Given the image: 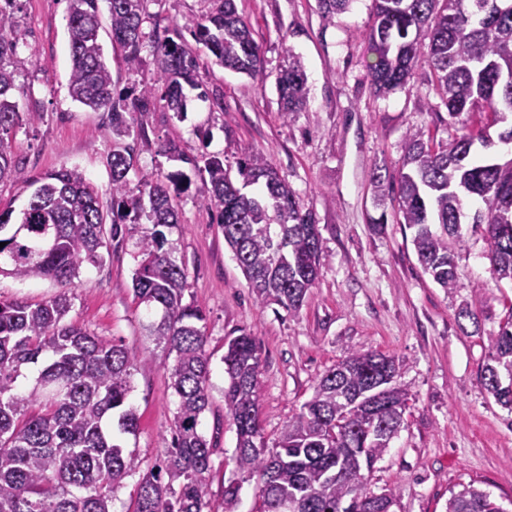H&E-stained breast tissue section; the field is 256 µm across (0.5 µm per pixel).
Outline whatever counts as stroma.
<instances>
[{"mask_svg":"<svg viewBox=\"0 0 512 512\" xmlns=\"http://www.w3.org/2000/svg\"><path fill=\"white\" fill-rule=\"evenodd\" d=\"M372 0L325 16L318 0H236L252 25L263 56L257 78L236 74L204 57L191 35L183 41L200 54L199 89H186L188 112L176 118L164 101L147 115L148 145L135 154L141 171L167 174L177 162L156 151L175 140L189 153H220L228 166L261 151L311 210L327 261L301 310L256 304L219 225L197 203L202 185L191 174L178 200L179 224L168 239L188 271L187 300L200 304L211 355L213 389L200 430L216 442L208 481L212 503L223 483L241 486L239 512H257L255 479L236 467V430L224 416V341L250 331L261 346V420L267 442L311 397L318 379L355 352L375 351L400 361L401 384L409 392L404 424L389 451L366 475L373 493L394 488L392 512H446L451 493L471 484L512 512V428L507 410L488 398L480 371L487 338L512 313V285L493 280L482 230L462 227L455 253L458 286L446 291L417 260L411 233L388 223L368 224L373 212L370 174L374 164L396 174L407 131L423 128L448 138V112L431 85L417 82L386 97L370 90L366 65L373 59L364 35ZM66 0H17L18 49L12 59L14 100L20 121L10 150L29 175L79 168L98 189L104 216L112 214V138L106 113L73 102L68 93L71 58ZM99 41L118 90L151 85L159 64L142 51L135 71L112 43L107 4L99 6ZM299 56L309 88L305 111L283 119L275 81L289 55ZM37 120H30V113ZM137 233L112 243L98 265H85L71 288L69 319L124 345L136 357L130 403L139 417L137 434L122 438L141 461L116 494L114 512H133L144 471L163 464L171 443L178 398L170 369L174 358L145 329L150 317L132 291ZM483 285L482 298L473 288ZM58 291L49 280L0 277V301L39 303ZM475 305L481 326L463 332L462 304Z\"/></svg>","mask_w":512,"mask_h":512,"instance_id":"obj_1","label":"stroma"}]
</instances>
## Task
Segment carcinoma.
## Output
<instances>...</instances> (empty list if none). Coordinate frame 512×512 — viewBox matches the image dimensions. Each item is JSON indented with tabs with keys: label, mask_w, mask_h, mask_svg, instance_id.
<instances>
[{
	"label": "carcinoma",
	"mask_w": 512,
	"mask_h": 512,
	"mask_svg": "<svg viewBox=\"0 0 512 512\" xmlns=\"http://www.w3.org/2000/svg\"><path fill=\"white\" fill-rule=\"evenodd\" d=\"M71 99L107 113L112 132L110 159L112 223L105 229L99 191L78 168L41 177L26 174L10 156L4 135L19 122L12 101L10 69L17 41L4 37L15 26L14 0L0 3V182L22 180L34 190L10 224L0 213V276L17 280L73 282L81 268L103 259L101 249L122 233L141 228L134 297L159 313L147 325L157 345L175 353L172 387L178 397L165 473L146 472L138 484L134 512H211L206 500L215 447L199 431L210 405V355L198 323L203 308L184 302L188 273L174 256L166 231L179 224L176 199L190 183L181 170L164 179L143 173L132 183V139L149 144L139 116L150 111L156 93L168 111L183 118V84H197L198 57L180 43L187 30L216 64L254 78L260 50L235 0H208V10L174 30L146 29L150 0H107L112 39L125 52L127 68L140 64L148 47L158 58V83L115 93L112 71L98 41L99 0H68ZM353 0H319L327 17L346 11ZM429 39H420L422 29ZM375 60L367 64L373 93L387 96L422 79L433 86L461 134L447 140L414 129L405 136L398 188L374 166L371 186L378 216L388 223L390 200L396 223L412 231L418 261L432 281L458 287L454 248L464 243L460 224L484 226L494 279L512 283V160L495 163L471 156L475 141L487 148L485 128L512 114V0H374L365 34ZM277 78L280 112L303 111L308 87L301 61L288 55ZM160 152L204 172L198 202L220 225L224 242L256 301L290 314L300 311L326 262L313 213L277 168L256 151L237 162L240 180L218 155L196 157L170 141ZM73 296L61 292L38 304L0 301V512H112L123 479L138 470L137 456L121 438L136 434L139 418L129 403L134 356L121 344L67 322ZM490 352L480 380L488 395L512 411V312L488 337ZM224 415L237 435V468L257 479L260 512H365L369 501H396L394 489L366 491L363 470L389 450L403 421L408 391L397 383L394 358L356 352L329 368L309 400L267 446L260 419L261 361L252 334L227 339L224 351ZM37 367L32 385L23 369ZM382 397L372 417L366 405ZM179 482L173 486V482ZM240 486L224 485L222 512H238ZM446 512H500L490 495L470 484L451 493Z\"/></svg>",
	"instance_id": "obj_1"
}]
</instances>
